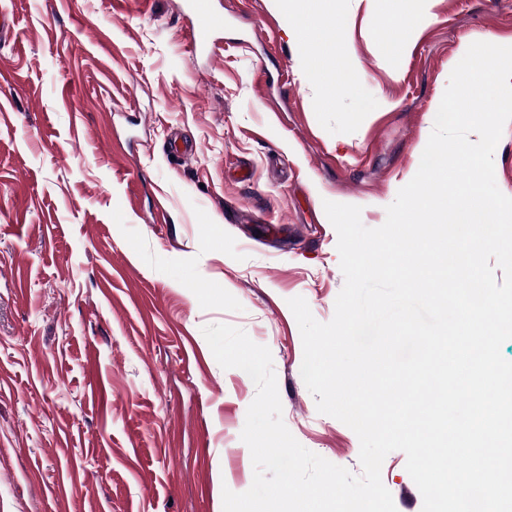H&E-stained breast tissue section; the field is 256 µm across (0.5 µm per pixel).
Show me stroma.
Wrapping results in <instances>:
<instances>
[{
	"label": "stroma",
	"instance_id": "35a3bbf8",
	"mask_svg": "<svg viewBox=\"0 0 512 512\" xmlns=\"http://www.w3.org/2000/svg\"><path fill=\"white\" fill-rule=\"evenodd\" d=\"M213 6L209 62L183 0H0V512H223L247 491L257 388L213 324L270 349L297 441L361 472L288 301L332 320L324 201L385 222L469 45L512 46V0ZM381 477L422 512L403 452Z\"/></svg>",
	"mask_w": 512,
	"mask_h": 512
}]
</instances>
